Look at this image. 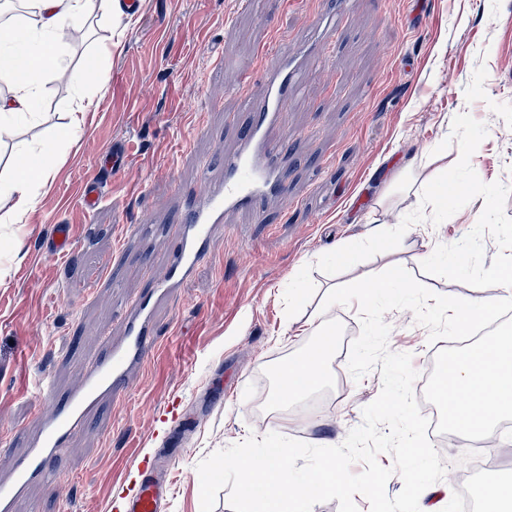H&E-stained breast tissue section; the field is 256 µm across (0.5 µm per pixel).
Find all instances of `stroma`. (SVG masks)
<instances>
[{"mask_svg":"<svg viewBox=\"0 0 512 512\" xmlns=\"http://www.w3.org/2000/svg\"><path fill=\"white\" fill-rule=\"evenodd\" d=\"M320 7V0L266 8L243 0H141L137 16L91 19L68 41L65 62L74 71L111 41V51L99 56L107 92L92 98L75 84L45 78L37 128H17L18 141L28 142L35 130L64 127L71 112L86 109L74 140L58 144L52 184L26 221L0 223V441L9 446L0 468L25 452L40 411L79 384L102 334L120 335L124 299L164 275L180 219L173 190L198 188L201 164L218 168L249 119L231 89L248 87L270 47L299 39ZM510 15L512 0H354L334 49L314 64L288 114L297 139L287 204H272L263 224L241 212L227 216L212 261L156 313L159 354L61 450L57 479L35 485L15 512L34 505L39 512H119L118 495L133 485L130 462L137 457L158 458L171 482L164 512H201L197 465L216 450L271 432L315 446L342 444L382 387L380 370L358 381L348 370L349 346L361 330L357 303L330 313L343 326L331 360L333 389L298 410L260 413L255 404L269 394L265 368L306 344L302 329L328 288L382 272L388 259L440 295H501L495 286L476 288L421 269L437 245L457 243L473 229L480 197L439 225H412L393 256L379 253L336 275L315 264L339 246L398 226L416 209L397 174L424 164L458 114L487 128L470 159L479 178L512 186V27L503 23ZM127 137L135 149L126 169L113 176L109 199L86 214L79 190L100 175L94 155ZM58 221L79 227L63 257L45 247ZM307 265L315 293L287 317L285 290ZM384 320L389 349L411 354L415 370L447 353V340L429 343L411 311L394 310ZM38 368L56 387L34 397L29 388ZM219 387L224 400L214 407ZM492 439L487 453L495 463L480 469L481 437L451 433L438 448L444 485L470 474L477 499L512 472V430L496 429Z\"/></svg>","mask_w":512,"mask_h":512,"instance_id":"stroma-1","label":"stroma"}]
</instances>
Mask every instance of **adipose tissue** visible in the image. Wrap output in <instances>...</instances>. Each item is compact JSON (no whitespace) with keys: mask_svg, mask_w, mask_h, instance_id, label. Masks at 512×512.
<instances>
[{"mask_svg":"<svg viewBox=\"0 0 512 512\" xmlns=\"http://www.w3.org/2000/svg\"><path fill=\"white\" fill-rule=\"evenodd\" d=\"M120 15L119 0H0V146L12 150L0 164V198L11 206L0 220L18 224L32 210L39 190L52 179L48 159L57 142L73 138L82 118L71 113L67 127L39 134L37 146H12L18 122L32 117L41 79L52 76L101 93L106 80L100 69L73 73L63 47L80 32L92 13ZM450 376L457 394L448 407L455 431L490 435L496 418L512 416V334H497L452 357Z\"/></svg>","mask_w":512,"mask_h":512,"instance_id":"adipose-tissue-1","label":"adipose tissue"}]
</instances>
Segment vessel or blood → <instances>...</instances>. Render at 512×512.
<instances>
[{
    "label": "vessel or blood",
    "mask_w": 512,
    "mask_h": 512,
    "mask_svg": "<svg viewBox=\"0 0 512 512\" xmlns=\"http://www.w3.org/2000/svg\"><path fill=\"white\" fill-rule=\"evenodd\" d=\"M352 4L353 0H322L307 37L276 49L272 63L255 75L260 92L242 101L250 119L237 131L236 149L224 154L219 174H203L202 191L183 194L178 200L182 219L175 235L179 246L164 277L138 299L126 303L122 338L105 339L88 360L81 385L66 393L60 406L42 415V427L27 451L15 457L8 474L0 477V512H12L15 501L35 480L53 478L54 460L65 441L85 426L102 403L126 391L130 369L157 355L160 346L153 333L155 314L210 257L225 214L243 211L251 215L253 223L261 224L266 220L265 201L287 198L292 151L285 133L288 107L305 89L312 61L326 58ZM131 149V142L123 141L99 154L98 166L105 177L80 189L85 213H95L104 203L108 196L105 179L124 165ZM74 234V225H54L47 246L58 255H67ZM168 492V482L143 474L126 502V512H161Z\"/></svg>",
    "instance_id": "b4317fda"
}]
</instances>
